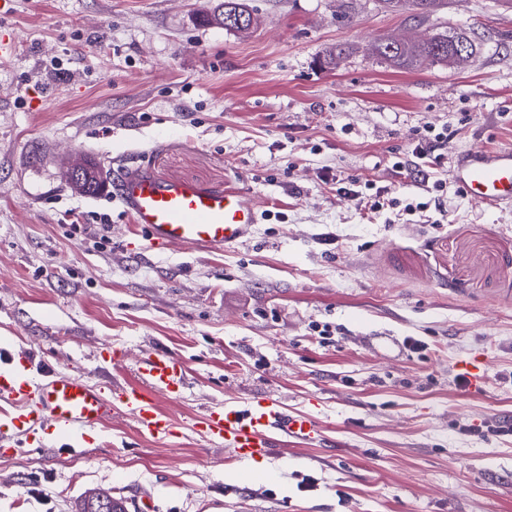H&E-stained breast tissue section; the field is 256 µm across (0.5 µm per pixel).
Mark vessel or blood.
Instances as JSON below:
<instances>
[{"label": "vessel or blood", "mask_w": 512, "mask_h": 512, "mask_svg": "<svg viewBox=\"0 0 512 512\" xmlns=\"http://www.w3.org/2000/svg\"><path fill=\"white\" fill-rule=\"evenodd\" d=\"M451 172L464 194L483 207L512 206V146L465 151L457 155ZM114 195L158 251L181 245L220 252L245 239L258 222L256 206L240 189L161 180L143 165L119 174ZM137 372L139 380L133 384L94 385L78 374L36 369L33 357L0 344V401L9 406L0 413V447H43L41 434L47 431L57 445L69 448L85 430L115 413L130 418L141 435L159 441L170 437L176 423L160 411L157 399L185 387V362L168 351L150 349L139 359ZM192 426L238 460L269 455L280 437L307 442L321 434L316 417L289 412L270 396L246 406L206 407Z\"/></svg>", "instance_id": "b4317fda"}]
</instances>
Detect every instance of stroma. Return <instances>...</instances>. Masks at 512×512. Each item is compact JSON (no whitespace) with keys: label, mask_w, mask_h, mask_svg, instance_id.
Wrapping results in <instances>:
<instances>
[{"label":"stroma","mask_w":512,"mask_h":512,"mask_svg":"<svg viewBox=\"0 0 512 512\" xmlns=\"http://www.w3.org/2000/svg\"><path fill=\"white\" fill-rule=\"evenodd\" d=\"M219 0H13L0 14V339L93 384L132 383L141 354L181 357L179 425L158 443L113 417L71 449L0 454V512H76L96 488L136 512H512V211L396 162L425 127L449 156L512 146V6L448 0L422 24L379 0H248L239 34L201 23ZM474 33L469 64L412 71L387 38ZM349 52L335 67L336 45ZM104 173L245 191L271 217L212 252L149 249ZM390 187L377 213L324 170ZM442 187L446 214H405ZM108 222L95 228V216ZM422 348L410 350L407 339ZM124 353L113 366L108 348ZM485 375L459 387L462 362ZM264 396L324 425L281 439L264 480L192 428L202 408Z\"/></svg>","instance_id":"obj_1"}]
</instances>
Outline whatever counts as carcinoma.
Returning a JSON list of instances; mask_svg holds the SVG:
<instances>
[{
  "instance_id": "cac0c4a2",
  "label": "carcinoma",
  "mask_w": 512,
  "mask_h": 512,
  "mask_svg": "<svg viewBox=\"0 0 512 512\" xmlns=\"http://www.w3.org/2000/svg\"><path fill=\"white\" fill-rule=\"evenodd\" d=\"M390 11L408 13L412 19L426 21L434 13L448 7V0H380ZM256 18L244 0H224V28L247 34ZM464 38L463 32L438 31L419 40H405L398 44L379 43L375 46L377 57L387 66L407 70L424 65L448 66L454 64L448 38ZM105 502L108 512H127L125 502L105 490L86 496L79 512H98L100 502Z\"/></svg>"
}]
</instances>
